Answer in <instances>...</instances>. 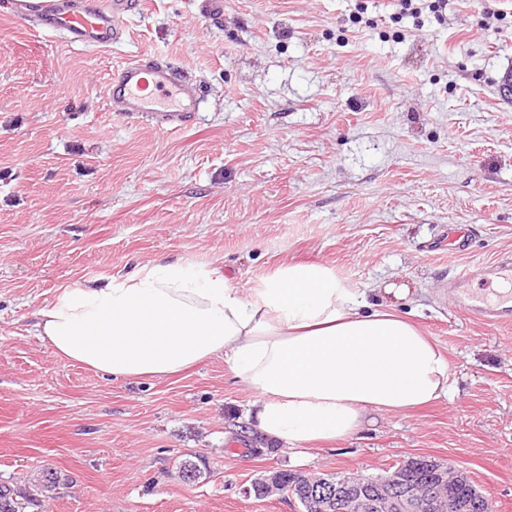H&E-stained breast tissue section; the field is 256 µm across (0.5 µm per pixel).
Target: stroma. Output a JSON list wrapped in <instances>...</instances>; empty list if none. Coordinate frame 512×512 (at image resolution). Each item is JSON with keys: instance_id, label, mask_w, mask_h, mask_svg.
<instances>
[{"instance_id": "1", "label": "stroma", "mask_w": 512, "mask_h": 512, "mask_svg": "<svg viewBox=\"0 0 512 512\" xmlns=\"http://www.w3.org/2000/svg\"><path fill=\"white\" fill-rule=\"evenodd\" d=\"M107 48L0 12V482L61 476L44 512H297L246 496L271 470L377 476L429 456L512 512V329L468 319L449 276L512 253V0H447L422 27L396 0H140ZM171 61L204 92L172 129L106 94L119 62ZM452 224L465 254L430 250ZM181 260L249 289L317 261L448 358V395L379 413L305 453L262 448L223 359L115 380L59 358L36 313L87 279ZM204 474L181 481V462ZM476 237L475 229L467 226H448V241L447 244H443V241H439V248L448 246V252L464 254L470 250L472 242Z\"/></svg>"}]
</instances>
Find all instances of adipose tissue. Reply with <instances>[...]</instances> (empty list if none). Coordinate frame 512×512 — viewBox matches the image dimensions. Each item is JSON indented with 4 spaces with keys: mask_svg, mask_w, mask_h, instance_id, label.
Here are the masks:
<instances>
[{
    "mask_svg": "<svg viewBox=\"0 0 512 512\" xmlns=\"http://www.w3.org/2000/svg\"><path fill=\"white\" fill-rule=\"evenodd\" d=\"M35 329L60 358L116 379L168 377L223 357L252 391L245 419L272 448L341 440L368 413H404L448 394L449 363L408 319L294 264L243 292L177 262L65 288Z\"/></svg>",
    "mask_w": 512,
    "mask_h": 512,
    "instance_id": "ef3b65f1",
    "label": "adipose tissue"
}]
</instances>
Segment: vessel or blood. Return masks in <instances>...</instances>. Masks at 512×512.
Instances as JSON below:
<instances>
[{
    "mask_svg": "<svg viewBox=\"0 0 512 512\" xmlns=\"http://www.w3.org/2000/svg\"><path fill=\"white\" fill-rule=\"evenodd\" d=\"M138 6V0H9V14L20 23L60 32L71 44L106 48L121 39L128 14ZM108 94L124 115L173 128L191 121L203 102L200 88L160 59L122 62L112 72ZM475 237L474 228L449 225L448 249L466 253ZM478 275L473 269L449 279L448 291L456 308L486 326L511 325L512 290L493 301L478 296L470 287Z\"/></svg>",
    "mask_w": 512,
    "mask_h": 512,
    "instance_id": "1",
    "label": "vessel or blood"
}]
</instances>
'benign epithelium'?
Listing matches in <instances>:
<instances>
[{
    "label": "benign epithelium",
    "instance_id": "obj_1",
    "mask_svg": "<svg viewBox=\"0 0 512 512\" xmlns=\"http://www.w3.org/2000/svg\"><path fill=\"white\" fill-rule=\"evenodd\" d=\"M276 493L286 494L282 472L273 471L251 483L244 494L266 497ZM292 499L301 502L308 512L320 509L327 512L332 505L349 512H376L380 504L388 501L395 506L410 503L416 512H469V502L455 495H445L436 488H429L424 496L417 495V485L411 481L403 466L386 472V477L376 481L366 476L344 475L334 484H315L305 477L295 488Z\"/></svg>",
    "mask_w": 512,
    "mask_h": 512
}]
</instances>
